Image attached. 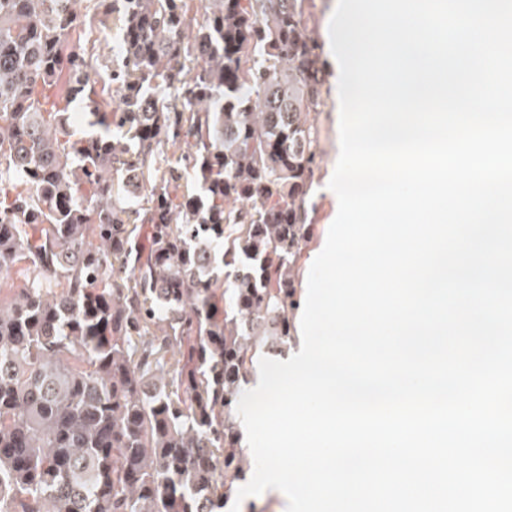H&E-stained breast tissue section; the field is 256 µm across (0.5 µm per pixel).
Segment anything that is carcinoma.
I'll return each mask as SVG.
<instances>
[{"label": "carcinoma", "instance_id": "1", "mask_svg": "<svg viewBox=\"0 0 512 512\" xmlns=\"http://www.w3.org/2000/svg\"><path fill=\"white\" fill-rule=\"evenodd\" d=\"M77 2L0 0V512H224L310 237L306 0H199L188 41V0H122L123 107L91 137L65 118L96 95Z\"/></svg>", "mask_w": 512, "mask_h": 512}]
</instances>
